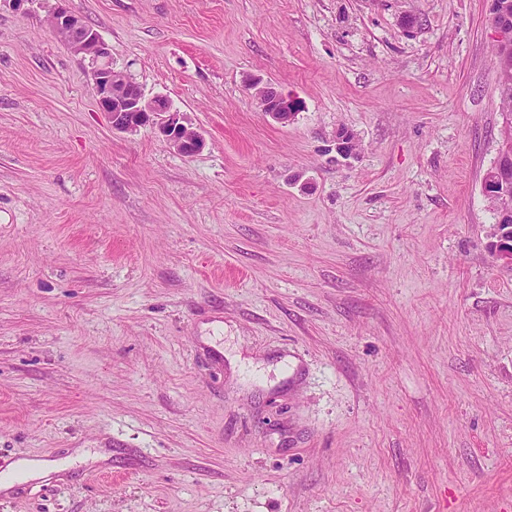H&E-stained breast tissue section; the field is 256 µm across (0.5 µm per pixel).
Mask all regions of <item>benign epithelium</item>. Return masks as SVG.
<instances>
[{"mask_svg":"<svg viewBox=\"0 0 512 512\" xmlns=\"http://www.w3.org/2000/svg\"><path fill=\"white\" fill-rule=\"evenodd\" d=\"M47 23L76 55L91 64L98 103L111 115L114 129L134 134L139 128L150 125L183 155L189 156L201 149V134L186 124L166 99L147 97L127 72L112 65L110 49L94 28L61 4L47 15ZM489 23L496 34V44H512V27L497 13L490 14ZM252 87L256 89L263 112L273 121L286 124L295 117L299 110L296 99L269 84L261 86L256 81ZM508 158L512 159V140L502 137L497 142V156L481 183V192L489 201L512 194V177L505 165ZM487 247L496 262L512 268L511 210L498 213Z\"/></svg>","mask_w":512,"mask_h":512,"instance_id":"7a95c632","label":"benign epithelium"}]
</instances>
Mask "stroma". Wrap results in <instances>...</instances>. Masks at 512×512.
Masks as SVG:
<instances>
[{"instance_id":"obj_1","label":"stroma","mask_w":512,"mask_h":512,"mask_svg":"<svg viewBox=\"0 0 512 512\" xmlns=\"http://www.w3.org/2000/svg\"><path fill=\"white\" fill-rule=\"evenodd\" d=\"M55 3L0 0V473L58 465L0 512H512L491 0H66L190 156ZM47 23L91 64L98 103L111 115L114 129L134 134L152 125L180 154L189 156L201 149V134L184 122L180 112L163 97L148 98L127 72L112 65L110 49L94 28L61 4L47 15ZM260 81L252 84L256 89V94L263 112L273 121L286 124L290 122L299 110V102L287 95L279 92L271 84L259 86Z\"/></svg>"}]
</instances>
